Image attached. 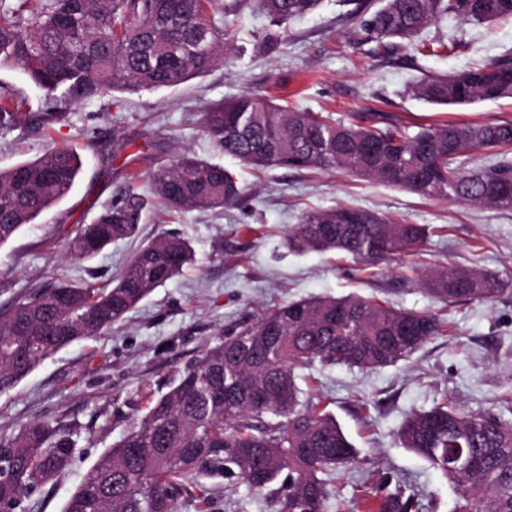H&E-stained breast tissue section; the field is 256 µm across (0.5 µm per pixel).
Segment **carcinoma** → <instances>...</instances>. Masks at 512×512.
<instances>
[{"label":"carcinoma","mask_w":512,"mask_h":512,"mask_svg":"<svg viewBox=\"0 0 512 512\" xmlns=\"http://www.w3.org/2000/svg\"><path fill=\"white\" fill-rule=\"evenodd\" d=\"M321 0H257L276 22L314 12ZM358 25L388 48L414 47L432 21L512 18V0H381ZM224 41L218 0H49L22 25L0 13V68L20 67L54 105L118 93L155 91L206 73ZM412 94L437 106L512 98V57L423 78ZM17 101L0 97V130L20 122ZM203 128L224 154L256 168H312L394 185L423 198L512 210V122L442 123L418 127L338 122L330 114L281 106L242 94L215 101ZM491 150L494 164L469 169L472 152ZM82 162L70 147H50L32 160L0 169V246L63 200ZM150 198L173 212L235 206L244 190L224 166L184 151L149 176ZM147 199L129 194L104 207L67 242L70 257L90 258L136 232ZM431 229L394 222L356 206L305 213L288 231L302 251L342 253L372 264L420 250ZM195 261L190 242L162 233L142 245L106 288L57 284L0 311V395L42 361L125 318L156 288ZM436 302H491L512 294V278L448 267L419 278ZM448 331L430 310L396 308L351 294L276 305L224 332L168 383L148 393L145 410L100 456L62 512H178L179 500L202 478L278 495L281 512H327L333 472L356 449L336 417L304 393L303 371L347 365L373 369L409 358ZM400 447L423 458L454 488L452 512H512V419L465 411L443 398L409 414L396 432ZM73 431L49 418L0 434V503L24 502L71 464ZM351 503L336 512H417L415 493L386 473L364 476Z\"/></svg>","instance_id":"obj_1"}]
</instances>
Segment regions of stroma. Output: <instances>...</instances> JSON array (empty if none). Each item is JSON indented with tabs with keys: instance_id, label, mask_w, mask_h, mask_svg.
<instances>
[{
	"instance_id": "obj_1",
	"label": "stroma",
	"mask_w": 512,
	"mask_h": 512,
	"mask_svg": "<svg viewBox=\"0 0 512 512\" xmlns=\"http://www.w3.org/2000/svg\"><path fill=\"white\" fill-rule=\"evenodd\" d=\"M359 0H322L304 17L277 24L255 0H221L234 21L221 59L206 73L168 89L117 93L63 106L62 116L36 124L45 99L18 67L0 69V95L22 101L26 116L0 131V168L34 158L51 145L76 150L83 162L70 194L0 246V308L34 287L64 281L108 285L141 241L162 232L190 241L195 261L157 288L101 335L74 342L46 359L11 393L0 395V432L36 418L71 426L77 448L68 470L37 489L27 512H62L87 470L126 431L146 389H162L175 373L228 326L264 307L309 296L358 293L408 309H431L449 319V333L428 341L407 360L360 370L314 367L308 388L321 396L358 450L334 487L355 496L356 479L383 470L411 485L419 512H451L455 493L394 434L411 412L450 398L471 411L512 412V295L484 303L442 306L396 262L364 265L339 253L288 249L289 227L309 210L350 204L433 233L411 261L430 270L474 267L512 275V211L477 209L423 198L339 170L251 169L224 156L201 127L213 101L243 93L284 100L305 112L342 121L378 120L405 127L443 121H512V99L468 106H433L409 86L427 75L512 57V20L466 24L446 17L421 34L430 42L455 38L450 50L427 55L402 47L380 51L352 14ZM187 150L224 166L245 190L240 205L221 211L172 213L150 204L137 237L113 241L88 259L65 254L80 225L102 207L136 192L149 175ZM276 496L245 486L213 487L207 512H279Z\"/></svg>"
}]
</instances>
